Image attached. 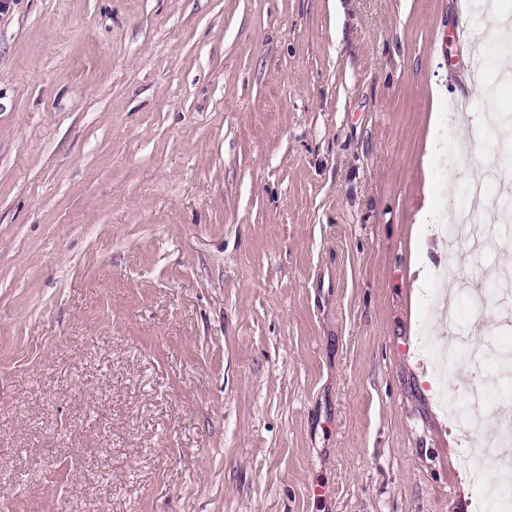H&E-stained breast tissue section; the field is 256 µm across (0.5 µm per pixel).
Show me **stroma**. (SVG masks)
<instances>
[{
	"label": "stroma",
	"instance_id": "35a3bbf8",
	"mask_svg": "<svg viewBox=\"0 0 512 512\" xmlns=\"http://www.w3.org/2000/svg\"><path fill=\"white\" fill-rule=\"evenodd\" d=\"M474 0H0V512H498L442 398L512 353V223L418 280ZM433 170L457 203L461 170ZM488 295L484 307L471 297ZM423 170V195L425 197V204L423 209L417 216L416 222L413 225L410 240V265L411 271L417 272L418 277L421 279L427 272L428 251L433 248L431 241V233L428 229L430 223L429 218L432 214H441L434 212L433 202V189L430 177L429 166L424 159L422 164Z\"/></svg>",
	"mask_w": 512,
	"mask_h": 512
}]
</instances>
